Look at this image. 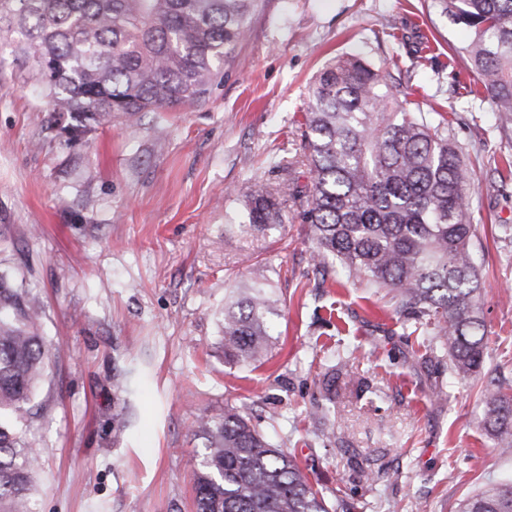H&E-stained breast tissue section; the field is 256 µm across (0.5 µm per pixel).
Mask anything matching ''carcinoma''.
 <instances>
[{
    "label": "carcinoma",
    "instance_id": "carcinoma-1",
    "mask_svg": "<svg viewBox=\"0 0 512 512\" xmlns=\"http://www.w3.org/2000/svg\"><path fill=\"white\" fill-rule=\"evenodd\" d=\"M471 32L463 47L499 129L512 128V0H431ZM260 0H0V37L31 62L51 105L47 129L80 141L120 118L198 102L223 76ZM401 84L354 54L312 79L301 138L311 187L303 218L315 259L395 294L404 321L433 334L448 369L482 371L487 327L471 248L474 188L441 112L400 99ZM279 201L253 186L241 231L281 222ZM281 298L266 271L229 289L221 333L224 363L257 368L269 360ZM43 306L0 267V512H35L38 462L28 436L51 343ZM483 423L512 454V394L491 380ZM194 436L205 452L195 472L196 512H330L323 493L287 449L273 444L243 405L203 416ZM461 512H512V481L468 497Z\"/></svg>",
    "mask_w": 512,
    "mask_h": 512
}]
</instances>
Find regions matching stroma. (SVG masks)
I'll list each match as a JSON object with an SVG mask.
<instances>
[{
    "instance_id": "1",
    "label": "stroma",
    "mask_w": 512,
    "mask_h": 512,
    "mask_svg": "<svg viewBox=\"0 0 512 512\" xmlns=\"http://www.w3.org/2000/svg\"><path fill=\"white\" fill-rule=\"evenodd\" d=\"M425 0H264L224 80L205 100L117 121L76 143L46 130L28 61L0 44V264L44 303L54 348L31 423L38 512H194L192 430L246 405L272 443L351 512H459L512 478L483 425V389L512 392V134L468 91L466 30ZM360 54L411 102L447 113L477 151L474 257L488 330L484 370L459 379L445 350L404 330L396 299L322 278L303 218L310 175L297 122L329 59ZM284 159L280 169L270 158ZM284 222L240 232L253 182ZM280 269L286 306L271 360L224 363L216 312L233 279ZM348 355L364 393L327 403L322 381ZM132 427L119 433L114 378Z\"/></svg>"
}]
</instances>
